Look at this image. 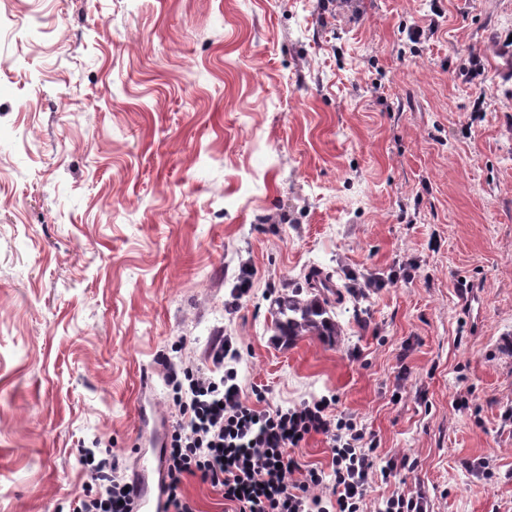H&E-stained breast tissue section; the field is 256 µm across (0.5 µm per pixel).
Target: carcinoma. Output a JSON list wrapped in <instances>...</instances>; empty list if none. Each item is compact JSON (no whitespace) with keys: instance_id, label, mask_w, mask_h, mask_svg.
<instances>
[{"instance_id":"carcinoma-1","label":"carcinoma","mask_w":512,"mask_h":512,"mask_svg":"<svg viewBox=\"0 0 512 512\" xmlns=\"http://www.w3.org/2000/svg\"><path fill=\"white\" fill-rule=\"evenodd\" d=\"M337 295L332 281L319 276L312 288H295L280 297L272 311L277 336L286 342L313 336L337 341L342 329L330 315Z\"/></svg>"}]
</instances>
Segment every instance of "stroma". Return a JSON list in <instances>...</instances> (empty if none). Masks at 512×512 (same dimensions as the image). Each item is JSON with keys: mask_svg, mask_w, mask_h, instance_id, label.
<instances>
[{"mask_svg": "<svg viewBox=\"0 0 512 512\" xmlns=\"http://www.w3.org/2000/svg\"><path fill=\"white\" fill-rule=\"evenodd\" d=\"M317 272L344 334L284 343ZM220 333L407 460L370 498L512 512V0H0V512L131 467Z\"/></svg>", "mask_w": 512, "mask_h": 512, "instance_id": "35a3bbf8", "label": "stroma"}]
</instances>
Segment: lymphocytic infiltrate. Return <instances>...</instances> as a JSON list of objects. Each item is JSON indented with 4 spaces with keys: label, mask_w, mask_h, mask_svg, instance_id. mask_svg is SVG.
Here are the masks:
<instances>
[{
    "label": "lymphocytic infiltrate",
    "mask_w": 512,
    "mask_h": 512,
    "mask_svg": "<svg viewBox=\"0 0 512 512\" xmlns=\"http://www.w3.org/2000/svg\"><path fill=\"white\" fill-rule=\"evenodd\" d=\"M239 358L231 340L217 336L203 362H164L175 407L165 445L166 512H196L183 493L189 477L209 483L231 512H427L419 491L368 500L370 485L396 465H379L373 437L355 418L336 414L335 398L286 408L260 393L247 398L237 381ZM315 434L331 448L330 471L292 454ZM82 454L95 488L72 512H136L133 480L118 475L114 460L87 448Z\"/></svg>",
    "instance_id": "f902f5d3"
}]
</instances>
